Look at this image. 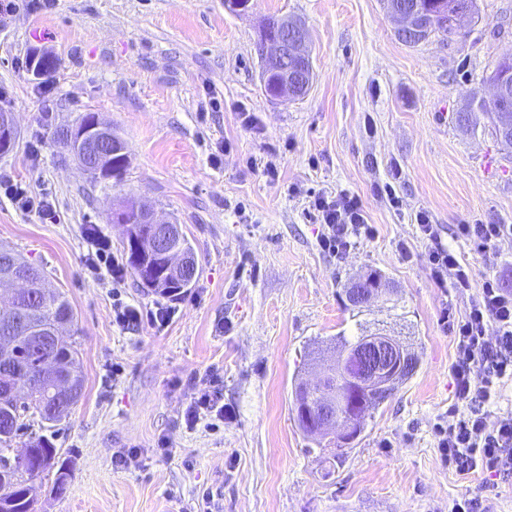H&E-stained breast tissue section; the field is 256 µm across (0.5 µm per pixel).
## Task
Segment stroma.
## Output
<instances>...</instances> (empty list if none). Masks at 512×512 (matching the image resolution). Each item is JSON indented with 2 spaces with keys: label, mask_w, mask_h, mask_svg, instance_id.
<instances>
[{
  "label": "stroma",
  "mask_w": 512,
  "mask_h": 512,
  "mask_svg": "<svg viewBox=\"0 0 512 512\" xmlns=\"http://www.w3.org/2000/svg\"><path fill=\"white\" fill-rule=\"evenodd\" d=\"M0 18V109L18 130L0 182L47 194L41 223L0 192V247L43 267L76 312L83 395L55 425L70 467L64 493L37 480L35 512H188L203 492L223 512H448L462 493L512 512V476L448 469L435 426L455 402L454 338L472 294L438 285L415 221L426 212L475 280L512 290V147L455 117L512 50V0H478L456 35L398 39L383 0H14ZM301 20L313 81L302 100L264 91L255 50L271 17ZM54 71L34 76V55ZM126 143L121 182L92 181L56 129L86 113ZM39 143L38 161L29 148ZM274 162L277 177L262 173ZM361 198L375 235L337 257L317 241L320 194ZM398 205H391L390 197ZM129 198L181 225L197 277L171 299L128 274L122 302L176 314L163 328L112 321V284L81 271L83 232L97 226L124 251L113 209ZM460 224H506L490 254ZM387 291L360 318L409 335L414 375L344 450L317 447L295 422L297 384L312 359L353 327L348 282L371 272ZM231 415L187 428L193 388L209 373ZM173 447L164 455L160 441ZM137 450L139 464L115 465Z\"/></svg>",
  "instance_id": "obj_1"
}]
</instances>
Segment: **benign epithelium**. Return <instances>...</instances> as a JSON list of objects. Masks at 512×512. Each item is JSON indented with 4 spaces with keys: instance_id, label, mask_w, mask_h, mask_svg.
Masks as SVG:
<instances>
[{
    "instance_id": "obj_1",
    "label": "benign epithelium",
    "mask_w": 512,
    "mask_h": 512,
    "mask_svg": "<svg viewBox=\"0 0 512 512\" xmlns=\"http://www.w3.org/2000/svg\"><path fill=\"white\" fill-rule=\"evenodd\" d=\"M432 8L443 15L451 13L452 21H457L473 13L472 4L457 5L448 0H429ZM389 12L398 20V33L408 40H416L423 35L425 19L418 7L409 0H394L389 4ZM261 48V81L267 82L270 73L278 74L276 89L270 93L274 100L288 102L305 96L312 79V62L307 46L305 26L297 21L283 20L278 24V32L269 34V27H264L259 35ZM512 98V61L506 60L501 73L494 82L493 99L506 103ZM64 137L72 145V154L82 169L89 175L108 180L104 167L114 155L124 153L118 142L113 140L112 129L104 125L98 117L87 114L75 126L64 130ZM141 214L140 222L155 225L153 238L145 241L146 251L156 254L168 261L170 271L181 279L183 287L191 285L196 275V268L190 261L174 253L170 248L171 221L159 220L153 212L141 206L137 207ZM354 299L369 303L376 299L380 290L368 287L367 278H360L352 283ZM29 339L36 344H46L60 335V327L50 331L40 327L27 329ZM355 365L353 383L365 390L384 389L395 383L416 366V358L407 352L402 344L392 336H371L354 345L351 350L340 353L336 366H343L346 361ZM13 343L0 345V390L6 394L17 395L19 389L27 390L29 398L36 396L32 384L20 381L14 369ZM57 396L63 402H71L82 396L80 389L72 377L62 369L51 373Z\"/></svg>"
}]
</instances>
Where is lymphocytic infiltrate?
I'll return each instance as SVG.
<instances>
[{"label": "lymphocytic infiltrate", "mask_w": 512, "mask_h": 512, "mask_svg": "<svg viewBox=\"0 0 512 512\" xmlns=\"http://www.w3.org/2000/svg\"><path fill=\"white\" fill-rule=\"evenodd\" d=\"M313 206L321 217L318 243L325 251L340 253L353 241L367 240L374 234L358 196L321 195ZM415 220L430 243L427 260L436 282L448 280L455 288L477 290L465 316L452 327L455 358L451 374L456 403L448 411L447 426L437 430L438 446L456 473L512 475V413L496 415L491 411L503 382L512 380V292L501 288L493 276L473 286L469 268L442 243L429 215L418 213ZM84 238V273L92 278L108 273L113 288H122L126 270L109 237L88 228ZM491 326L496 329L492 336L487 333ZM224 415L216 376L200 380L184 414L187 428L196 427L201 419L220 420Z\"/></svg>", "instance_id": "f902f5d3"}]
</instances>
